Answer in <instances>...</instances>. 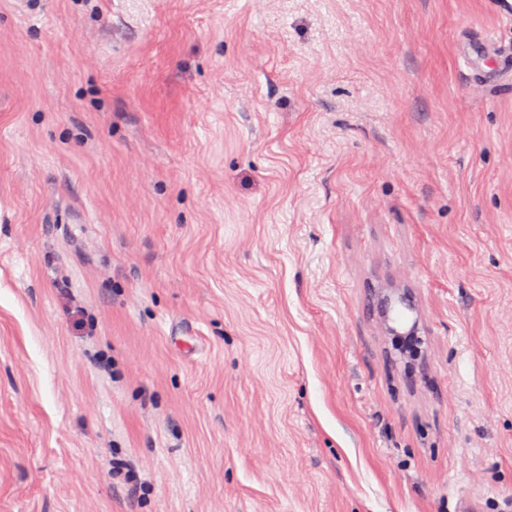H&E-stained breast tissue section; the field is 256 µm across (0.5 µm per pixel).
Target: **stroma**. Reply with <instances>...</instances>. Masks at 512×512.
<instances>
[{
  "instance_id": "35a3bbf8",
  "label": "stroma",
  "mask_w": 512,
  "mask_h": 512,
  "mask_svg": "<svg viewBox=\"0 0 512 512\" xmlns=\"http://www.w3.org/2000/svg\"><path fill=\"white\" fill-rule=\"evenodd\" d=\"M35 3L0 0V512H512V75L461 59L512 46L498 0Z\"/></svg>"
}]
</instances>
